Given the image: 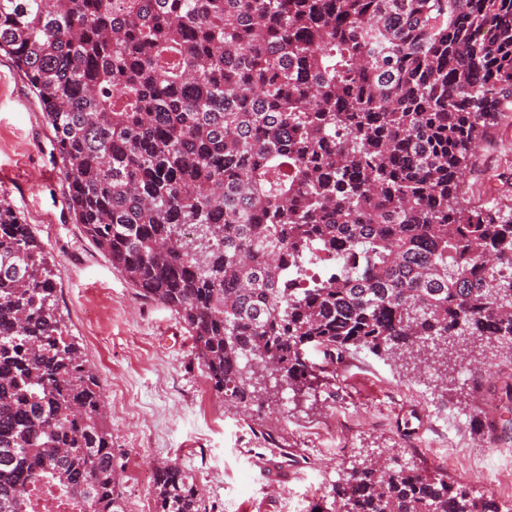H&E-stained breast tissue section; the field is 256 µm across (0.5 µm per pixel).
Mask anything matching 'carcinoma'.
<instances>
[{"instance_id":"cac0c4a2","label":"carcinoma","mask_w":512,"mask_h":512,"mask_svg":"<svg viewBox=\"0 0 512 512\" xmlns=\"http://www.w3.org/2000/svg\"><path fill=\"white\" fill-rule=\"evenodd\" d=\"M1 52L53 130L76 223L178 315L235 408L263 410L257 373L307 393L351 348L416 368L472 339L512 352V205L464 190L512 101V0H0ZM324 254L335 271L312 275ZM55 291L0 202V512L43 486L125 512ZM332 494L343 512H499L395 461ZM155 498L205 512L176 463Z\"/></svg>"}]
</instances>
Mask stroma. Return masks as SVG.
Masks as SVG:
<instances>
[{
    "label": "stroma",
    "mask_w": 512,
    "mask_h": 512,
    "mask_svg": "<svg viewBox=\"0 0 512 512\" xmlns=\"http://www.w3.org/2000/svg\"><path fill=\"white\" fill-rule=\"evenodd\" d=\"M53 132L24 76L0 55V199L45 243L57 313L96 376L112 432L127 512L153 498L140 475L179 463L192 471L208 512H312L344 468L381 454L469 485L498 505L512 500V356L475 344L455 383L433 382L360 352L327 386L270 396L241 414L197 404L203 373L189 334L171 310L143 299L76 224ZM471 200L512 201V104L467 171ZM497 406L493 427L473 425ZM454 414L450 441L429 434V407ZM267 448L266 459L251 450Z\"/></svg>",
    "instance_id": "35a3bbf8"
}]
</instances>
